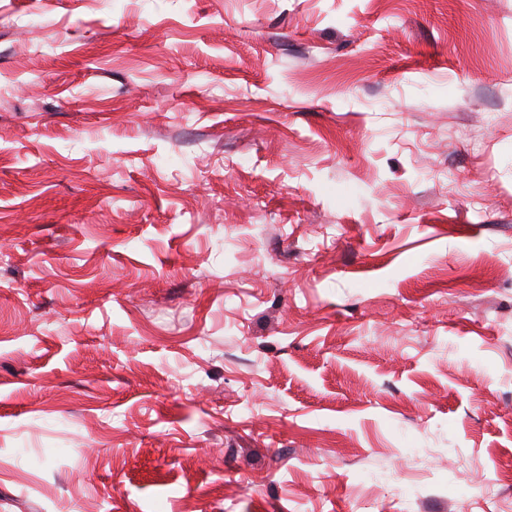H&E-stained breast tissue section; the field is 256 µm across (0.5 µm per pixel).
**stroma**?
<instances>
[{"label": "stroma", "mask_w": 512, "mask_h": 512, "mask_svg": "<svg viewBox=\"0 0 512 512\" xmlns=\"http://www.w3.org/2000/svg\"><path fill=\"white\" fill-rule=\"evenodd\" d=\"M0 512H512V0H0Z\"/></svg>", "instance_id": "stroma-1"}]
</instances>
